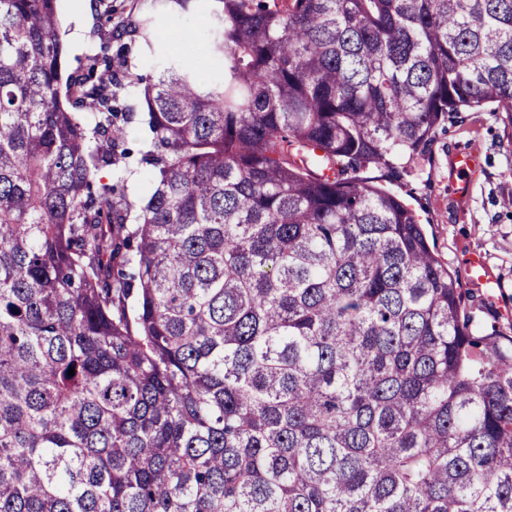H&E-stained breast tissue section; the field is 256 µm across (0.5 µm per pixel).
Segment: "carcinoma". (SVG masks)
<instances>
[{"label":"carcinoma","mask_w":512,"mask_h":512,"mask_svg":"<svg viewBox=\"0 0 512 512\" xmlns=\"http://www.w3.org/2000/svg\"><path fill=\"white\" fill-rule=\"evenodd\" d=\"M57 2L0 0V512H512V336L364 176L512 121V0H163L223 69L154 83ZM125 105L131 108V120L127 124V138L128 147L134 150L132 158L126 159L124 162H120L117 168L123 169L127 167L130 169L131 166L136 167V171L142 179L139 180L138 185H131L127 191V199L139 205L147 194V186L151 178L149 168L145 163L140 162L141 155L139 150H142L143 137L149 134V129L145 121L146 113L141 106L137 89H128L120 93ZM143 151V150H142Z\"/></svg>","instance_id":"1"}]
</instances>
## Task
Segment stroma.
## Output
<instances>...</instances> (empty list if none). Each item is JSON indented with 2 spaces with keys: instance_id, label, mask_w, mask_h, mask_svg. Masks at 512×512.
Listing matches in <instances>:
<instances>
[{
  "instance_id": "35a3bbf8",
  "label": "stroma",
  "mask_w": 512,
  "mask_h": 512,
  "mask_svg": "<svg viewBox=\"0 0 512 512\" xmlns=\"http://www.w3.org/2000/svg\"><path fill=\"white\" fill-rule=\"evenodd\" d=\"M107 0H59L62 37L67 47V65L76 69L84 64L94 45L114 41L111 27L101 24ZM133 16L157 14L161 38L177 41L186 30L197 40L207 37L208 16L188 12L174 16L158 15L155 0H125ZM121 98L131 109L127 138L135 157L125 164L135 167L140 181L130 186L127 198L141 203L151 178L137 152L149 129L146 113L136 89L123 91ZM512 145V123L493 107L461 113L459 119L440 130L430 152L416 167L413 176L402 178L396 188L411 194L439 258L470 292L467 302L477 321L496 325L503 333L512 332V162L507 148ZM475 152L477 168L469 176L466 195H457L459 176L453 159L462 151ZM480 254L486 268V282L470 272L467 258Z\"/></svg>"
}]
</instances>
